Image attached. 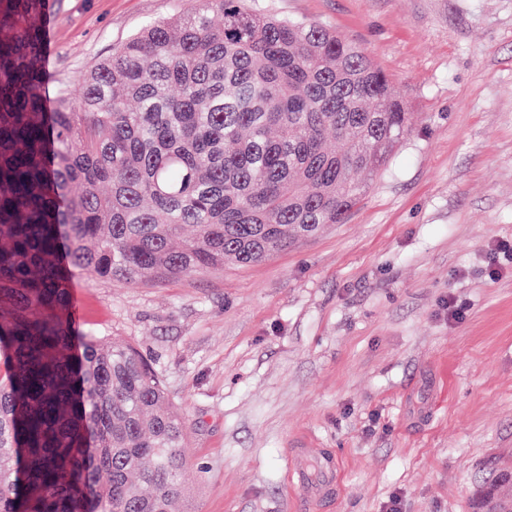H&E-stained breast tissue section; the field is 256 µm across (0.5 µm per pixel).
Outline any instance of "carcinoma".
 Listing matches in <instances>:
<instances>
[{"mask_svg": "<svg viewBox=\"0 0 512 512\" xmlns=\"http://www.w3.org/2000/svg\"><path fill=\"white\" fill-rule=\"evenodd\" d=\"M41 2L0 0V512H172L184 426L134 346L74 335L72 279L249 267L342 224L409 113L356 43L246 0L142 26L49 112ZM482 506L512 512L495 484Z\"/></svg>", "mask_w": 512, "mask_h": 512, "instance_id": "obj_1", "label": "carcinoma"}]
</instances>
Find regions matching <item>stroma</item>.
Wrapping results in <instances>:
<instances>
[{
    "mask_svg": "<svg viewBox=\"0 0 512 512\" xmlns=\"http://www.w3.org/2000/svg\"><path fill=\"white\" fill-rule=\"evenodd\" d=\"M356 42L412 131L343 224L266 261L73 283L80 329L135 346L187 434L178 512H296L289 452L339 460L314 512H477L512 471V0H263ZM186 0H53L46 97ZM498 277H490L491 267ZM461 311L449 319L443 308Z\"/></svg>",
    "mask_w": 512,
    "mask_h": 512,
    "instance_id": "1",
    "label": "stroma"
}]
</instances>
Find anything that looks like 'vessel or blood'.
Segmentation results:
<instances>
[{
	"mask_svg": "<svg viewBox=\"0 0 512 512\" xmlns=\"http://www.w3.org/2000/svg\"><path fill=\"white\" fill-rule=\"evenodd\" d=\"M290 471L296 475L301 496L299 512H308L311 506L325 499H334L341 491V471L336 460L320 462L319 452L308 442L297 443L290 452Z\"/></svg>",
	"mask_w": 512,
	"mask_h": 512,
	"instance_id": "obj_1",
	"label": "vessel or blood"
}]
</instances>
